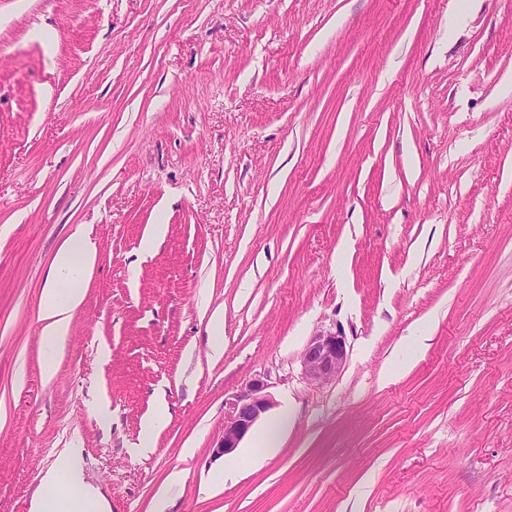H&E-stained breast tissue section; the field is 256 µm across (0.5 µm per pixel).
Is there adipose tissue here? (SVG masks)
<instances>
[{
    "label": "adipose tissue",
    "instance_id": "adipose-tissue-1",
    "mask_svg": "<svg viewBox=\"0 0 512 512\" xmlns=\"http://www.w3.org/2000/svg\"><path fill=\"white\" fill-rule=\"evenodd\" d=\"M97 252L96 243L80 232L58 249L40 302V338L46 349L56 352L64 348L72 316L84 302L83 285ZM43 485L32 512H101L100 498L85 483L76 459H62L44 477Z\"/></svg>",
    "mask_w": 512,
    "mask_h": 512
}]
</instances>
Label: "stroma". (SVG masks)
<instances>
[{
  "label": "stroma",
  "mask_w": 512,
  "mask_h": 512,
  "mask_svg": "<svg viewBox=\"0 0 512 512\" xmlns=\"http://www.w3.org/2000/svg\"><path fill=\"white\" fill-rule=\"evenodd\" d=\"M0 412V512L64 455L107 512H512V0H0ZM97 252L95 242L75 232L54 257L39 311L40 338L51 352L65 346L73 313L84 302L83 285L95 265ZM347 361L346 341L339 332L317 333L301 355L304 375L315 383H327L336 378ZM266 389L267 385L262 380L255 379L234 396L229 411L224 415L222 438L213 453L225 456L239 448L242 440L272 406ZM170 415L166 404H158L156 413L150 419L147 420L143 427L142 439L139 445L138 451L145 453L150 451L152 448V439L159 427L166 424L169 421Z\"/></svg>",
  "instance_id": "obj_1"
}]
</instances>
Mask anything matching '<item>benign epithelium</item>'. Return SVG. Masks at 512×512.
<instances>
[{
    "mask_svg": "<svg viewBox=\"0 0 512 512\" xmlns=\"http://www.w3.org/2000/svg\"><path fill=\"white\" fill-rule=\"evenodd\" d=\"M347 361L346 341L338 332L317 333L301 355L304 375L315 383H327L336 378ZM267 385L255 379L242 388L224 415V431L213 453L228 455L239 448L242 440L271 408Z\"/></svg>",
    "mask_w": 512,
    "mask_h": 512,
    "instance_id": "1",
    "label": "benign epithelium"
}]
</instances>
